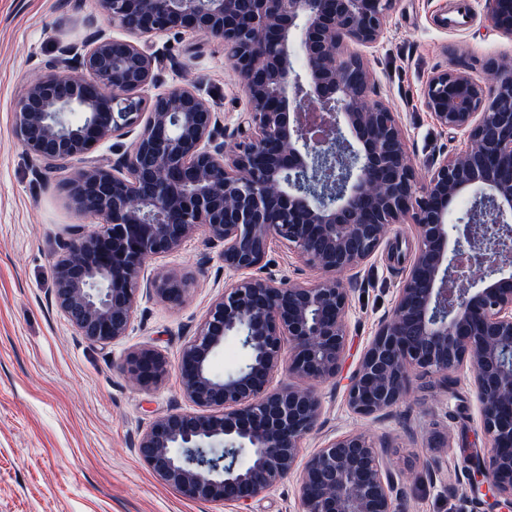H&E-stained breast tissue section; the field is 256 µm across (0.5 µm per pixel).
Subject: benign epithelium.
Listing matches in <instances>:
<instances>
[{
	"label": "benign epithelium",
	"instance_id": "7a95c632",
	"mask_svg": "<svg viewBox=\"0 0 512 512\" xmlns=\"http://www.w3.org/2000/svg\"><path fill=\"white\" fill-rule=\"evenodd\" d=\"M397 3L100 0L104 20L127 38L96 28L79 46H58L16 101L20 144L52 169L141 127L129 149L86 163L66 184L75 207L102 220L71 234L56 261L55 302L79 335L101 347L128 335L147 261L199 233L224 244V268L238 275L179 352L181 393L195 410L157 418L136 444L186 499L246 502L294 476L298 512H397L402 474L368 434L336 436L299 458L321 425L318 386L345 362V274L392 226L411 224L408 273L349 378L347 405L376 419L414 382L448 388L469 370L489 443L470 460L469 484L512 508V58L487 60L491 81L460 62L430 77L424 106L464 147L421 177L399 116L370 96L360 52L380 42ZM485 11L512 35V0H485ZM175 30L224 44L247 99L234 145L194 87L141 96L168 57L136 39ZM275 241L319 277L255 275ZM188 282L162 268L148 286L177 305ZM229 337L247 359L220 377L211 364ZM283 369L297 383L273 386ZM121 371L150 389L168 361L144 347Z\"/></svg>",
	"mask_w": 512,
	"mask_h": 512
}]
</instances>
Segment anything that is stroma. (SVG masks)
Instances as JSON below:
<instances>
[{"label": "stroma", "mask_w": 512, "mask_h": 512, "mask_svg": "<svg viewBox=\"0 0 512 512\" xmlns=\"http://www.w3.org/2000/svg\"><path fill=\"white\" fill-rule=\"evenodd\" d=\"M447 11L448 0H399L379 44L363 51L374 74V95L397 112L422 175L436 158L463 145L462 136L437 125L423 105L431 75L462 60L481 78L486 60L512 56V35L490 26L484 0H471L457 27L441 24ZM100 15V0H0V512H297L295 479L241 507L192 501L162 484L135 448L156 418L192 405L180 392L174 368L161 386L146 390L132 384L120 364L145 346L176 363L188 329L231 278L220 245L199 235L179 251L149 260L146 275L161 267L189 274L185 298L171 306L141 292L128 335L107 348L79 336L56 305L52 288L61 243L72 229L93 231L97 220L75 210L62 188L77 163L50 169L25 153L13 106L58 44L81 41L88 19ZM151 43L171 63L142 97L193 85L214 105L225 134H232L247 102L223 45L189 32L161 33ZM415 241L411 225L392 228L381 249L351 275L343 375L356 368L392 310ZM261 273L303 282L318 276L278 242ZM319 392L322 427L307 438L303 455L335 436L363 431L388 448L394 467L407 478L399 512H491L476 503L461 453L465 445L487 446L469 373L456 374L449 392L414 386L377 419L354 414L343 386L327 383ZM435 464L441 475L433 481L428 469Z\"/></svg>", "instance_id": "35a3bbf8"}]
</instances>
